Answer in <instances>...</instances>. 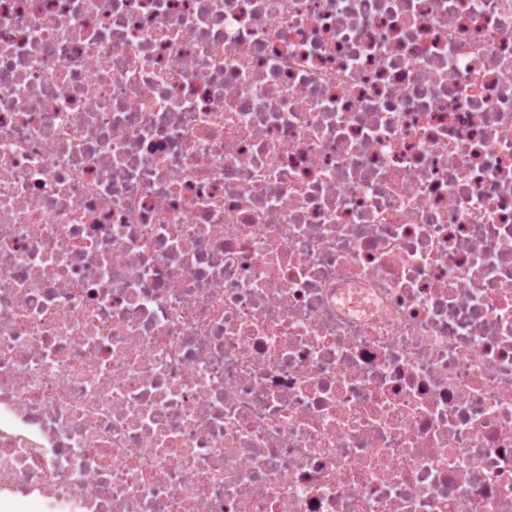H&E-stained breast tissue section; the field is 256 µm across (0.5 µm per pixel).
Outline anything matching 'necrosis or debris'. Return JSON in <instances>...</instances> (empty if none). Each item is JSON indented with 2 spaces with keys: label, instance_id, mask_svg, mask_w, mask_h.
<instances>
[{
  "label": "necrosis or debris",
  "instance_id": "necrosis-or-debris-1",
  "mask_svg": "<svg viewBox=\"0 0 512 512\" xmlns=\"http://www.w3.org/2000/svg\"><path fill=\"white\" fill-rule=\"evenodd\" d=\"M512 512V0H0V512Z\"/></svg>",
  "mask_w": 512,
  "mask_h": 512
}]
</instances>
